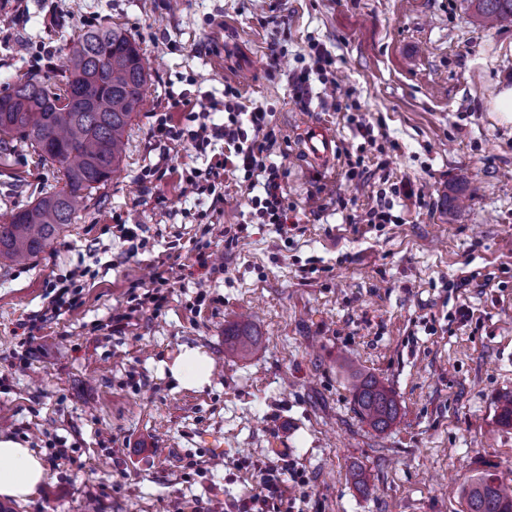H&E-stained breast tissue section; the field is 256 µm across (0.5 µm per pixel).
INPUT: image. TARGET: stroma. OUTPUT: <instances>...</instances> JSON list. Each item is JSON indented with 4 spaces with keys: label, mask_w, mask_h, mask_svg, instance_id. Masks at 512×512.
I'll use <instances>...</instances> for the list:
<instances>
[{
    "label": "stroma",
    "mask_w": 512,
    "mask_h": 512,
    "mask_svg": "<svg viewBox=\"0 0 512 512\" xmlns=\"http://www.w3.org/2000/svg\"><path fill=\"white\" fill-rule=\"evenodd\" d=\"M13 5L0 0V93L25 74L58 83L73 38L107 21L152 72L116 176L43 252L0 263V434L46 466L13 512H224L280 452L298 479L273 512H463L472 476L512 481L497 409L512 394V123L491 110L512 85V24L481 26L469 0H76L49 27L51 0L17 20ZM317 45L335 85L295 89ZM228 84L269 114L288 233L255 223L231 172L221 198L184 193L223 141L201 156L153 134ZM310 120L336 137L321 170L299 150ZM400 182L413 194L391 193ZM60 183L17 145L0 158V224ZM381 200L399 223H358ZM204 237L215 273L172 280L154 307L158 264L193 265ZM63 278L75 291L56 309ZM250 312L261 349L225 354V328ZM185 346L211 359L209 385L170 376ZM353 366L396 395L384 432L354 411Z\"/></svg>",
    "instance_id": "35a3bbf8"
}]
</instances>
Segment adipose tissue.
I'll use <instances>...</instances> for the list:
<instances>
[{"label":"adipose tissue","mask_w":512,"mask_h":512,"mask_svg":"<svg viewBox=\"0 0 512 512\" xmlns=\"http://www.w3.org/2000/svg\"><path fill=\"white\" fill-rule=\"evenodd\" d=\"M212 363L197 349L182 348L169 367L181 386L201 388L208 384ZM46 469L34 450L20 441L0 435V497L26 501L37 495Z\"/></svg>","instance_id":"adipose-tissue-1"}]
</instances>
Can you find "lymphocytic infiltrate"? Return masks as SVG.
Instances as JSON below:
<instances>
[{"instance_id": "f902f5d3", "label": "lymphocytic infiltrate", "mask_w": 512, "mask_h": 512, "mask_svg": "<svg viewBox=\"0 0 512 512\" xmlns=\"http://www.w3.org/2000/svg\"><path fill=\"white\" fill-rule=\"evenodd\" d=\"M224 112L223 123L206 119L191 130L176 126L164 113L156 120L154 135L161 140L189 142L200 153L205 152L212 141L224 140L233 148L235 170L242 172L248 189L254 192L251 204L255 217L261 223L287 230L290 208L284 196L280 168L268 160L275 132L268 128L265 112L248 109L239 91L230 85L224 88ZM256 469L260 477L259 492L232 502L230 512H266L270 501L284 495L286 467L263 462L257 464Z\"/></svg>"}]
</instances>
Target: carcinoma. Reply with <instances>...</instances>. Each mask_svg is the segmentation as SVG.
<instances>
[{
  "mask_svg": "<svg viewBox=\"0 0 512 512\" xmlns=\"http://www.w3.org/2000/svg\"><path fill=\"white\" fill-rule=\"evenodd\" d=\"M478 21L512 24V0H472ZM150 70L138 43L110 23L79 35L70 47L63 86L53 90L35 75H23L0 93V155L21 142L38 160L63 170L64 187L47 191L0 224V260L19 261L42 252L85 209L92 191L119 168L127 127L140 111ZM260 347L248 322L224 330V352L246 356ZM349 391L356 413L383 432L399 415L392 389L356 369ZM466 512H512V484L483 473L462 489Z\"/></svg>",
  "mask_w": 512,
  "mask_h": 512,
  "instance_id": "cac0c4a2",
  "label": "carcinoma"
}]
</instances>
